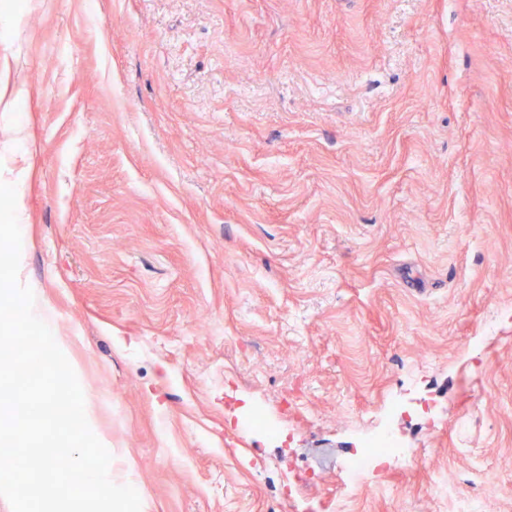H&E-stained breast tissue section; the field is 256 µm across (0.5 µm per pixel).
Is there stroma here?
Wrapping results in <instances>:
<instances>
[{
  "mask_svg": "<svg viewBox=\"0 0 512 512\" xmlns=\"http://www.w3.org/2000/svg\"><path fill=\"white\" fill-rule=\"evenodd\" d=\"M2 15L20 277L141 512H267L304 472L287 512H309L418 395L438 420H400L407 447L512 512V0ZM252 404L287 435L238 431ZM427 481L391 473L353 512H448Z\"/></svg>",
  "mask_w": 512,
  "mask_h": 512,
  "instance_id": "35a3bbf8",
  "label": "stroma"
}]
</instances>
